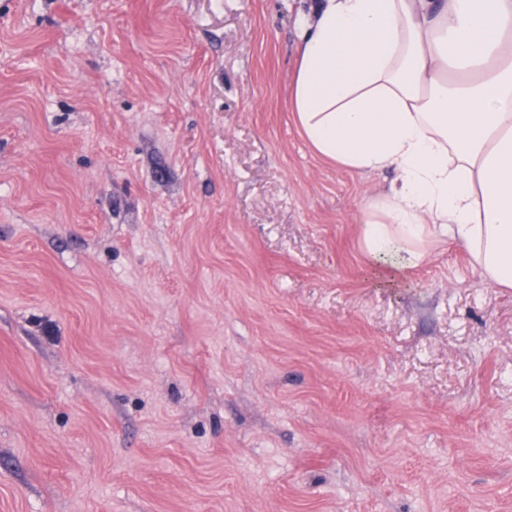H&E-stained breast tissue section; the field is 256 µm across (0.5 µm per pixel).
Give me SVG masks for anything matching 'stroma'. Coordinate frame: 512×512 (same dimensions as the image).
Instances as JSON below:
<instances>
[{
    "label": "stroma",
    "mask_w": 512,
    "mask_h": 512,
    "mask_svg": "<svg viewBox=\"0 0 512 512\" xmlns=\"http://www.w3.org/2000/svg\"><path fill=\"white\" fill-rule=\"evenodd\" d=\"M310 3L0 0V512H512V289L372 270Z\"/></svg>",
    "instance_id": "stroma-1"
}]
</instances>
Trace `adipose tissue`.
Returning <instances> with one entry per match:
<instances>
[{"mask_svg": "<svg viewBox=\"0 0 512 512\" xmlns=\"http://www.w3.org/2000/svg\"><path fill=\"white\" fill-rule=\"evenodd\" d=\"M287 106L320 157L395 175L358 209L375 266L431 242L512 288V0H314Z\"/></svg>", "mask_w": 512, "mask_h": 512, "instance_id": "1", "label": "adipose tissue"}]
</instances>
